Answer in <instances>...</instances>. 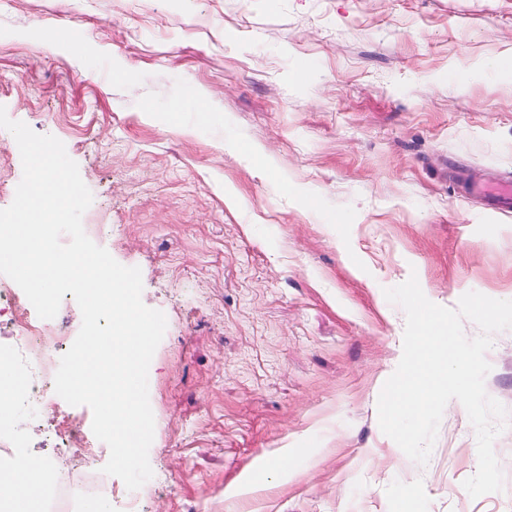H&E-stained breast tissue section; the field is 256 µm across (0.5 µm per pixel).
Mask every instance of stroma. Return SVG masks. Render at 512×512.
Wrapping results in <instances>:
<instances>
[{
	"label": "stroma",
	"mask_w": 512,
	"mask_h": 512,
	"mask_svg": "<svg viewBox=\"0 0 512 512\" xmlns=\"http://www.w3.org/2000/svg\"><path fill=\"white\" fill-rule=\"evenodd\" d=\"M0 106L64 143L86 235L166 316L139 512H512V423L503 489L474 499L459 401L423 466L377 411L406 323L385 289L512 300V209L467 192L512 177V0H0ZM21 178L0 129V209ZM486 358L512 415V329ZM12 425L13 459L72 479L68 512H125L108 448L22 405Z\"/></svg>",
	"instance_id": "35a3bbf8"
}]
</instances>
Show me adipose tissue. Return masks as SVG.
<instances>
[{
  "mask_svg": "<svg viewBox=\"0 0 512 512\" xmlns=\"http://www.w3.org/2000/svg\"><path fill=\"white\" fill-rule=\"evenodd\" d=\"M46 466L37 460L24 459L10 468L0 469V501L13 512H36L47 488Z\"/></svg>",
  "mask_w": 512,
  "mask_h": 512,
  "instance_id": "1",
  "label": "adipose tissue"
}]
</instances>
